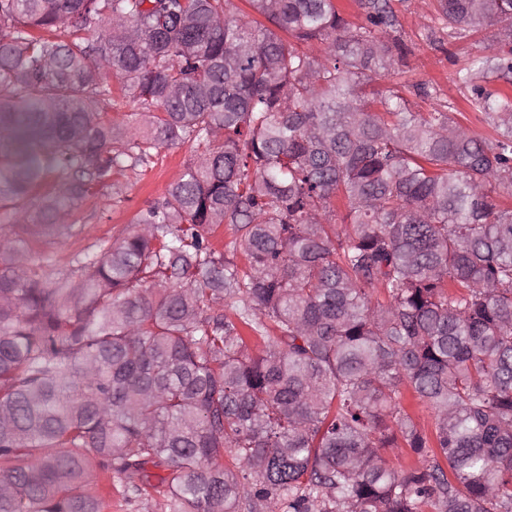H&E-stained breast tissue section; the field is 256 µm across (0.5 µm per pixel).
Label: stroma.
<instances>
[{
  "instance_id": "1",
  "label": "stroma",
  "mask_w": 512,
  "mask_h": 512,
  "mask_svg": "<svg viewBox=\"0 0 512 512\" xmlns=\"http://www.w3.org/2000/svg\"><path fill=\"white\" fill-rule=\"evenodd\" d=\"M391 4L400 22L397 37L406 53V74L401 78L374 77L372 88L399 87L412 112L453 105L455 121L472 135L495 137L493 125L469 107L470 89L458 80L457 73L473 57L498 53L502 22L456 35L442 23L433 0H391ZM191 153L190 144H177L161 148L149 166H126L115 176L118 190L104 189L86 197L73 210L69 228L51 237H28L29 250L47 272H67L76 255L112 243L140 211L162 200L170 184L183 173ZM146 471L150 476L146 496L129 500L120 485H113L112 498L103 512H169L159 482L169 471L167 463L147 464Z\"/></svg>"
}]
</instances>
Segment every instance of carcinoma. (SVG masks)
<instances>
[{
  "label": "carcinoma",
  "instance_id": "obj_1",
  "mask_svg": "<svg viewBox=\"0 0 512 512\" xmlns=\"http://www.w3.org/2000/svg\"><path fill=\"white\" fill-rule=\"evenodd\" d=\"M249 2L265 22L232 0H0L7 223L53 235L123 159L193 148L55 278L0 235V512H101L92 482L140 497L155 460L171 512H512V96L480 85L512 83V26L458 72L481 139L367 91L406 66L391 0H356L361 26L335 0ZM434 8L453 33L512 19ZM119 100L142 124L112 121ZM399 442L421 466L390 464ZM399 402L403 410L426 430L432 426V413L415 396L413 392L402 388Z\"/></svg>",
  "mask_w": 512,
  "mask_h": 512
}]
</instances>
